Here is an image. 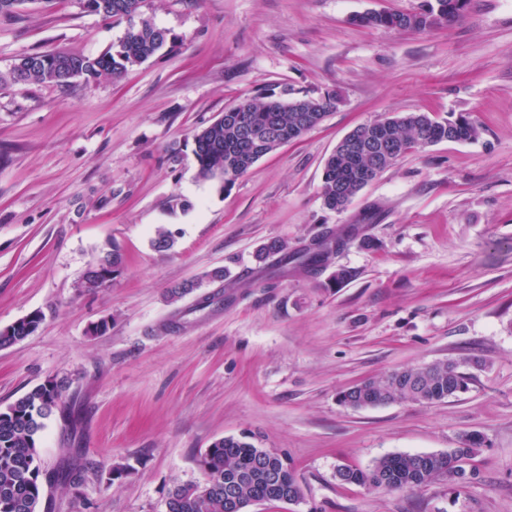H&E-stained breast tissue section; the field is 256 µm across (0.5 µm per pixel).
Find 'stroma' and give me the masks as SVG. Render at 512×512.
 I'll return each mask as SVG.
<instances>
[{"instance_id": "obj_1", "label": "stroma", "mask_w": 512, "mask_h": 512, "mask_svg": "<svg viewBox=\"0 0 512 512\" xmlns=\"http://www.w3.org/2000/svg\"><path fill=\"white\" fill-rule=\"evenodd\" d=\"M422 0H143L169 31L120 80L0 84V328L38 329L0 349V406L57 377L73 420L45 422V469L90 464L49 487L53 512H165L176 485L205 483L200 457L250 436L286 455L298 502L248 512H512V0H468L453 25H357ZM126 23L77 0L0 16V75L52 49L95 56ZM338 102L227 191L198 176L193 134L275 95ZM409 112L466 117L477 139L405 154L340 212L320 195L327 158L356 126ZM360 224L312 271L259 274L272 239L298 251ZM171 231L166 251L152 241ZM122 266L94 292L89 265ZM353 277L335 284L337 268ZM228 277L210 279L214 269ZM184 282L195 290L169 301ZM109 326L99 336L90 327ZM474 358L465 393L431 405L352 409L341 391L386 372ZM483 436L463 485L405 492L346 484L395 454H438ZM128 465L108 480L109 469ZM122 258L117 253H106L90 265L86 271L81 288L97 290L112 281V275L119 271Z\"/></svg>"}]
</instances>
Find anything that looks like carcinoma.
Masks as SVG:
<instances>
[{
  "mask_svg": "<svg viewBox=\"0 0 512 512\" xmlns=\"http://www.w3.org/2000/svg\"><path fill=\"white\" fill-rule=\"evenodd\" d=\"M85 10L106 21H129L117 48L89 57L54 50L28 55L9 73L13 83H41L64 86L70 83L69 72H84L85 81L102 75L122 77L128 68L156 56L166 46L169 32L144 21L137 26L132 16L142 0H83ZM466 0H423L412 19L400 23L399 11H382L361 15L356 22L363 26L401 31H417L448 24L463 15ZM315 113L327 114L335 108L337 96L328 93L319 99H308ZM293 99L259 97L239 105L247 117L242 126L232 115L224 114L193 135L198 175L212 180L216 172L224 174V189L246 174L260 159L280 147L281 133L298 128ZM469 141L477 138L479 129L464 117L438 121L426 112H410L386 117L355 127L351 138L370 148L376 143L384 148L381 159L349 147L350 138L339 142L324 166L321 198L326 209L340 212L382 171L396 163L412 149H423L448 140ZM342 248L344 239L325 238L319 249L304 255V265L317 266L333 253L331 247ZM277 257L276 264L288 265L297 260L296 253L285 251L282 241L273 239L260 249L258 262ZM122 258L117 253L99 257L86 271L81 287L97 290L112 281ZM42 322V316L24 319L0 329V348L9 347L31 335ZM471 359L436 361L418 367L390 371L372 377L340 393V402L383 405L393 402L433 404L466 391L472 375L465 368ZM68 381L48 379L0 408V512H52V503L44 499V487L62 484L77 487L84 482L88 467L46 470L39 452V436L44 420L56 415L63 423L72 420L71 410L61 406ZM482 444V435L472 432L462 437L461 446L452 450L462 463H467L473 450ZM201 466L209 473L203 485H178L168 496L169 512H233L226 490L238 493L244 501L281 502L283 497L300 495L293 470L281 457L258 448L247 437H225L212 443L202 455ZM280 472L279 485H269L265 471ZM339 478L346 484L367 485L393 492L413 490L431 479H448V455L398 454L378 460L371 469L343 468Z\"/></svg>",
  "mask_w": 512,
  "mask_h": 512,
  "instance_id": "cac0c4a2",
  "label": "carcinoma"
}]
</instances>
